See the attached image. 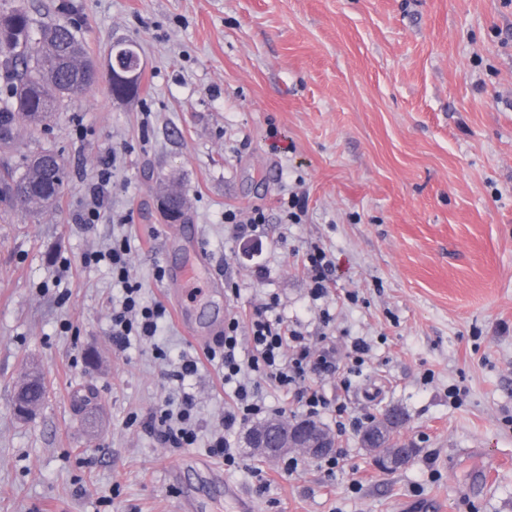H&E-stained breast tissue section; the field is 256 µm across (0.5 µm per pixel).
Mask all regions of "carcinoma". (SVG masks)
<instances>
[{
	"label": "carcinoma",
	"instance_id": "1",
	"mask_svg": "<svg viewBox=\"0 0 512 512\" xmlns=\"http://www.w3.org/2000/svg\"><path fill=\"white\" fill-rule=\"evenodd\" d=\"M119 66L135 73L131 91L138 89L140 56L133 42L119 58ZM104 78L111 93L127 95L117 79L116 65L101 73L87 56L68 23L37 28L24 2L0 11V151H8L21 125L35 134L65 103L80 97ZM66 188L65 166L51 149H42L20 167L0 168V203L21 205L37 213L55 203ZM43 380L17 389L14 406L22 415L43 402Z\"/></svg>",
	"mask_w": 512,
	"mask_h": 512
}]
</instances>
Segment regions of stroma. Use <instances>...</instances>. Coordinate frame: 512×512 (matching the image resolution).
Segmentation results:
<instances>
[{"label":"stroma","instance_id":"stroma-1","mask_svg":"<svg viewBox=\"0 0 512 512\" xmlns=\"http://www.w3.org/2000/svg\"><path fill=\"white\" fill-rule=\"evenodd\" d=\"M38 22L74 24L107 70L135 42L137 95L93 85L40 137L20 131L9 163L54 149L67 171L38 216L0 210V512H512V0H26ZM113 159L99 220L78 223L85 190ZM183 193L185 224L158 211ZM308 197L301 223L279 199ZM264 211L262 237H234L228 209ZM130 240L131 272L171 311L160 340L190 355L228 317L277 298L307 335L328 330L336 375L316 380L356 414L400 409L416 454L385 474L354 434L327 475L301 456H210L231 402L220 370L191 379L199 441L168 448L148 414L176 384L150 345H113L118 293L84 254ZM336 264L310 297V246ZM209 259L198 283L210 319L187 330L156 267ZM332 321L322 326L320 314ZM370 350L348 373L353 338ZM46 385L29 418L14 409L31 373ZM349 385H342V376ZM460 395L448 396L451 387ZM494 480L474 490L477 474Z\"/></svg>","mask_w":512,"mask_h":512}]
</instances>
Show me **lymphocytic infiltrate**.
Returning <instances> with one entry per match:
<instances>
[{
	"instance_id": "f902f5d3",
	"label": "lymphocytic infiltrate",
	"mask_w": 512,
	"mask_h": 512,
	"mask_svg": "<svg viewBox=\"0 0 512 512\" xmlns=\"http://www.w3.org/2000/svg\"><path fill=\"white\" fill-rule=\"evenodd\" d=\"M127 239L113 241L110 248L85 254L84 264L107 263L112 268V277L120 285L123 300L119 308L113 309L112 342L122 348L130 335L147 339L158 336L167 318L166 307L159 302L142 301V285L132 276ZM272 304L254 308L249 323L248 336L252 356L241 360L238 319H229L224 325V334L214 346L208 347L203 357L181 356L174 372L178 381L194 377L201 361H216L222 366V384L233 386V405L224 413L225 432L214 437L209 445L212 456L234 462L235 455L227 439L228 431L253 420L265 418L269 409L261 397V382L274 379L281 387L295 392L306 417L316 418L327 411L336 414L339 431L360 430L364 419L349 413L347 406L330 405L322 393L312 386L313 377L336 370V349L327 337L310 340L283 319L272 317ZM194 398L182 393L177 404L161 405L150 419L151 428L157 429L165 442L174 448H189L197 441V432L192 424Z\"/></svg>"
}]
</instances>
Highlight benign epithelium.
I'll list each match as a JSON object with an SVG mask.
<instances>
[{
	"instance_id": "7a95c632",
	"label": "benign epithelium",
	"mask_w": 512,
	"mask_h": 512,
	"mask_svg": "<svg viewBox=\"0 0 512 512\" xmlns=\"http://www.w3.org/2000/svg\"><path fill=\"white\" fill-rule=\"evenodd\" d=\"M400 425L398 414L387 410L366 429L361 444L383 471H396L405 466L407 454L392 447L391 431ZM246 447L270 457L298 452L311 457L333 453L338 448L335 435L312 423L265 422L246 436Z\"/></svg>"
}]
</instances>
